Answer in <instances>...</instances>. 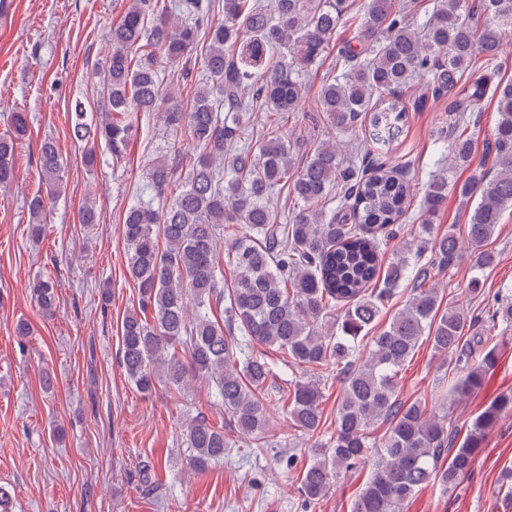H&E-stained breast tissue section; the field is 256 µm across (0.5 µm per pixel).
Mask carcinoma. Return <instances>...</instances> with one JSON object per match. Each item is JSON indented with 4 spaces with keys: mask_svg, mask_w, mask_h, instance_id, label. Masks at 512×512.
Wrapping results in <instances>:
<instances>
[{
    "mask_svg": "<svg viewBox=\"0 0 512 512\" xmlns=\"http://www.w3.org/2000/svg\"><path fill=\"white\" fill-rule=\"evenodd\" d=\"M211 7L207 0H127L96 71L103 92L100 117L88 116L80 101L71 113L74 138L104 144L116 160L133 136L132 116L142 112L158 114L166 128L188 134L202 149L185 172L174 162H155L150 184L158 195L170 194L169 202L157 208L139 202L125 213L128 268L138 299L122 321L121 367L144 395L161 382L179 394L193 381L206 382L235 432L260 448L268 443L272 406L283 409L291 428L316 432L324 392L321 378L306 375L280 388L265 354L249 345L282 351L291 370L335 365L342 385L336 429L313 449L302 471L301 496L315 505L339 470L366 468L369 478L352 512H400L434 480L445 490L454 487L470 470L485 431L512 412V392L501 394L473 419L455 449L448 415L399 397L401 367L424 338L454 361L460 376L452 392L459 397L478 390L496 360V348H486L488 337L464 335L478 317L462 307L441 310L434 285L461 252L453 233L436 235L430 224L448 196V174L427 184L418 235L383 261L382 241L397 236L394 224L410 207L412 193L380 152L368 150L370 159L357 162L344 158L346 145L323 142L297 165L271 120L256 146L231 145L247 133L253 105L279 119L300 110L307 90L299 73L336 46L350 0H274L271 11L258 0H223L224 23L205 29ZM511 30L512 0H439L419 27L405 21L393 0H364L354 36L359 50L339 49L342 70L318 92L324 124L352 132L366 120L380 151L402 132L408 113L401 95L411 79L437 94H455L448 129L439 136L453 168L469 167L474 147L459 130L474 122L488 93L497 97L498 120L486 142L497 173L491 179L475 173L459 190L476 202L467 244L479 273L496 264L485 245L512 207V82L492 88L490 78L474 79L468 71L478 55L494 59ZM202 32L208 80L185 105L164 79L167 67L182 61L188 77L190 52ZM14 155L12 136H1L0 188L15 179ZM40 163L46 195L29 202V232L36 239L45 231V199L64 191L53 141L42 143ZM280 184L299 203L286 224L275 223L268 197ZM79 222L100 223L93 199L82 207ZM226 264L233 273L228 287ZM406 281L412 293L403 308L369 335ZM56 288L49 277L29 282L31 297L46 314L55 311ZM339 304L336 330L319 331V322ZM486 317L512 331V290L496 295ZM381 423L386 429L376 437ZM183 444L186 468L196 474L224 462L232 447L224 426L201 414L186 423Z\"/></svg>",
    "mask_w": 512,
    "mask_h": 512,
    "instance_id": "cac0c4a2",
    "label": "carcinoma"
}]
</instances>
